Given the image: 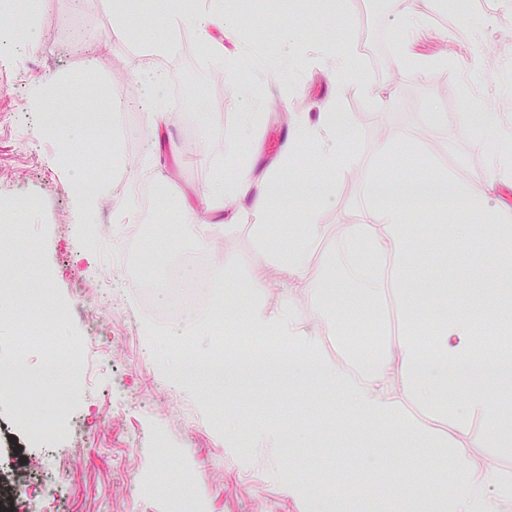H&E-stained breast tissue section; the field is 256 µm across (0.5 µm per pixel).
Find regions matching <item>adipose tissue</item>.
I'll list each match as a JSON object with an SVG mask.
<instances>
[{
  "mask_svg": "<svg viewBox=\"0 0 512 512\" xmlns=\"http://www.w3.org/2000/svg\"><path fill=\"white\" fill-rule=\"evenodd\" d=\"M156 8L166 16L171 29L193 26L202 50L223 58V39L235 30L223 10L186 7L178 0H156ZM473 124L478 128L479 146L490 152L494 164L484 174V183L493 189L512 187V122H505L502 113L486 110L476 115ZM343 127V115L330 106L321 113L317 127L299 128L295 139L318 144L322 164L340 172L350 163L341 148ZM285 191L277 174L256 181L244 170L231 168L209 185L208 197L215 203L244 199L254 212L268 214L278 208ZM410 210L404 197L380 195L366 223L343 227V269L367 297L384 295L386 285L397 282L411 259V242L418 228L410 222ZM468 211L472 223L436 224L433 236H452L462 246L477 236L491 241L512 236V226L500 223L497 213L487 211L481 198H470ZM317 216L315 208L305 209L294 242L272 255L273 263L286 274L280 305L266 303L264 279L255 275L248 282L251 298L236 313L237 326L253 336L271 337L277 347L267 352V359L286 354L289 374L310 381L317 392L343 399L355 427L388 430L408 448H449L456 478L451 492L425 494L413 486L403 470L398 475L399 488L389 499H382L364 485L358 490L357 502L314 499L305 512H512V476L495 467L469 465L466 431H459L457 439L450 441L433 435L427 426L407 425L404 418L405 401L414 399L443 419L488 420L492 434L512 442V429L497 418L498 400L478 384L486 362L475 346L483 328L512 333V289H504L500 304L494 306L442 303L427 305L421 311L409 310L408 329L401 336L369 355L352 354L344 362L333 361L325 354L320 332L337 331V320L321 306L315 307L311 319H302L294 304L295 295L313 299L320 294L307 278L309 252L322 231ZM462 375L473 376L475 385L461 400H449V380Z\"/></svg>",
  "mask_w": 512,
  "mask_h": 512,
  "instance_id": "obj_1",
  "label": "adipose tissue"
}]
</instances>
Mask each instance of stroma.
Returning <instances> with one entry per match:
<instances>
[{"label":"stroma","mask_w":512,"mask_h":512,"mask_svg":"<svg viewBox=\"0 0 512 512\" xmlns=\"http://www.w3.org/2000/svg\"><path fill=\"white\" fill-rule=\"evenodd\" d=\"M470 2L466 14L449 16L445 0H419L426 23L407 44L399 0H223L240 31L225 39L220 61L203 54L192 30L184 49L164 57L115 34L113 0H40L43 40L35 46L21 19L0 20V202L14 206L25 195L40 201L38 210L20 217L25 236L0 233V255L11 267L4 285L13 298L0 323V365L49 368L46 338L85 351L84 372L66 397L73 432L31 443L13 424L14 400L0 399L1 478L13 504L24 510L43 497L46 512H304L310 492L323 486L320 474L352 500L357 490L344 485L346 472L387 496L395 472L407 466L424 492L437 490L449 469L442 455L403 447L384 431L346 429L345 405L333 396L323 417L299 428L292 445L272 452L254 447L250 426L295 427L313 408L312 387L245 371L231 391L205 371L181 373L173 383L180 353L210 359L221 337L205 313L190 332L159 323L131 268L154 273L189 254L211 255L209 295L218 304L228 290L270 270L272 249L287 245L300 213L291 207L259 215L245 201L214 206L207 187L223 173L225 148L233 142L254 178L273 171L297 184L334 183L318 204L323 233L307 270L315 285L332 276L324 258L339 253L344 225L364 223L373 203L369 187L411 143L428 164L408 169V179L427 172L467 184L512 225V190L492 192L480 181L491 157L463 131L468 116L481 110L512 116V0ZM376 30L390 35L377 57L367 50ZM329 43L352 57L362 82L337 83L322 52ZM476 43L486 51L489 76L469 75L461 64ZM404 51L412 65H396ZM243 54L254 68L229 75L226 64ZM155 71L166 79L149 96L139 80ZM62 73L73 81L60 106L31 111L32 89ZM157 99L169 114L160 128L149 124ZM330 103L347 117L344 146L354 159L352 172L340 177L320 165L314 148L300 147L289 160L283 155L297 127L316 124ZM83 110L111 115L102 144L115 152L110 188L88 223L66 184L89 171L59 165L60 144L43 132L58 112ZM245 112L262 116L246 143L238 139ZM149 179L164 184L172 210L147 215L144 195H132L134 183ZM190 215L198 222L189 228ZM228 224L235 225L233 234H225ZM258 224L266 225V240L256 237ZM148 236L159 241L150 253L140 248ZM509 248L512 242L503 239L476 238L459 247L418 237L402 285L418 303L462 306L478 283L485 303L496 304L505 277L501 257ZM45 299L65 316L41 329L33 310ZM324 301L336 308L347 339L372 334L383 343L404 329L393 295L373 304L349 284ZM488 429L482 419L466 423L472 464L512 475V447L500 446ZM371 445L374 460L363 453ZM298 472L308 484L293 485Z\"/></svg>","instance_id":"stroma-1"}]
</instances>
